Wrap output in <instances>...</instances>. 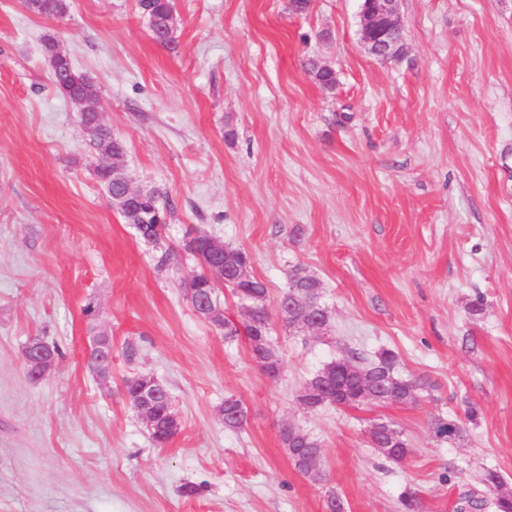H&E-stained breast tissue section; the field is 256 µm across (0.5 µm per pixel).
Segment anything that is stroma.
Masks as SVG:
<instances>
[{"mask_svg": "<svg viewBox=\"0 0 512 512\" xmlns=\"http://www.w3.org/2000/svg\"><path fill=\"white\" fill-rule=\"evenodd\" d=\"M174 3L172 52L138 0H69L59 21L0 0V512H326L332 492L344 512H401L409 491L424 512H455L486 470L512 487V0H400L406 56L389 63L361 44L360 0L302 15L290 0ZM49 35L99 84L131 187L168 192L161 242L94 175L92 135L47 78ZM190 229L250 254L269 311L292 267L321 280L328 330L275 323L278 380L246 337L192 310ZM163 247L173 268L155 265ZM100 334L106 380L87 365ZM36 338L64 352L38 380L24 358ZM383 349L431 394L300 407L326 362ZM136 375L171 396L181 430L166 447L125 396ZM230 397L247 411L237 431L222 421ZM439 419L459 436L435 437ZM381 421L407 461L370 444ZM286 424L321 443L325 482L295 469ZM374 430L376 431V435L383 437L385 439V446H377L375 434L373 433L372 429L370 430V439L371 443L373 444L374 448H378L380 451L385 453H390L392 444L395 442V439L399 437L400 432L394 428L391 424L386 422L378 423L374 426ZM393 450L389 456L383 454L388 459L394 461V462H403L407 459V457L411 453V448L409 447V444L406 439L403 438V435L400 436L399 439H397L396 443L394 444Z\"/></svg>", "mask_w": 512, "mask_h": 512, "instance_id": "35a3bbf8", "label": "stroma"}]
</instances>
